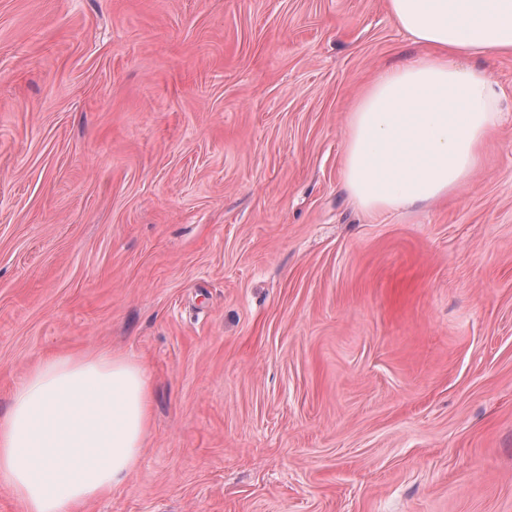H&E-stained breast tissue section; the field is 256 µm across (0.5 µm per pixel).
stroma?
Returning <instances> with one entry per match:
<instances>
[{
    "label": "stroma",
    "mask_w": 512,
    "mask_h": 512,
    "mask_svg": "<svg viewBox=\"0 0 512 512\" xmlns=\"http://www.w3.org/2000/svg\"><path fill=\"white\" fill-rule=\"evenodd\" d=\"M387 0H0V415L35 365L148 368L82 512H512V54L472 181L372 215L348 111L422 55Z\"/></svg>",
    "instance_id": "obj_1"
}]
</instances>
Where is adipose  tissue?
Wrapping results in <instances>:
<instances>
[{
	"label": "adipose tissue",
	"instance_id": "obj_1",
	"mask_svg": "<svg viewBox=\"0 0 512 512\" xmlns=\"http://www.w3.org/2000/svg\"><path fill=\"white\" fill-rule=\"evenodd\" d=\"M427 51L381 71L351 106L343 188L382 214L447 198L470 182L501 126L484 70L453 56L512 53V0H388ZM147 368L108 351L39 362L0 416V483L25 512H78L136 466L150 425Z\"/></svg>",
	"mask_w": 512,
	"mask_h": 512
}]
</instances>
